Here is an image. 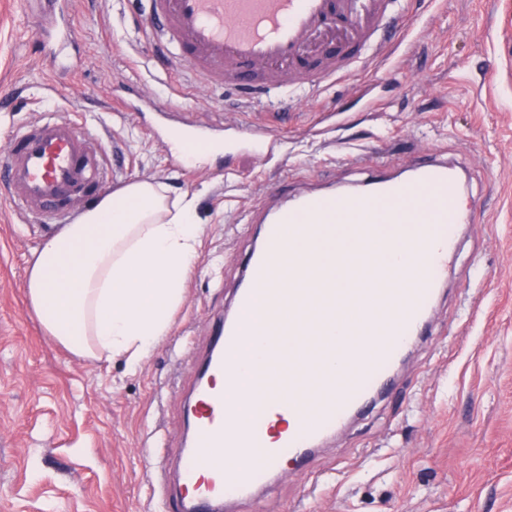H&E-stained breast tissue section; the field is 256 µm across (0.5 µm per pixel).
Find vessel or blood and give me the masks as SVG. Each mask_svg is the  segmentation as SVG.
Listing matches in <instances>:
<instances>
[{
	"mask_svg": "<svg viewBox=\"0 0 512 512\" xmlns=\"http://www.w3.org/2000/svg\"><path fill=\"white\" fill-rule=\"evenodd\" d=\"M404 0H142L143 32L156 47L190 72L227 88H247L249 103L267 108L300 95H313L326 80L375 57L394 37L387 26ZM347 19L348 30L321 50L312 44L329 17ZM200 143L223 140L225 147L266 156L275 142L269 125L232 127L225 135L203 124L187 127ZM106 181L100 154L79 122L52 114L12 131L0 155V189L22 214L54 225L73 223L77 205ZM268 205L249 210L248 220L265 226L242 270L233 315L219 318L218 355L196 365L191 414L193 435L182 450L181 491L162 512H217L223 502L254 494L283 462L304 464L319 442L369 405L390 381L405 353L423 336L439 288L459 245L460 228L476 223V200L467 195L458 167L426 153L406 175L379 162L359 184L331 192L293 195L273 187ZM325 224L350 227L349 252L381 241L383 258L371 268L344 267L345 292L331 289L330 275L305 279L308 260L298 240L317 244ZM374 299L367 310L375 349L367 368L358 362L360 324L341 332L342 354L332 360L313 351L301 359L278 358L292 374L321 378L317 400L295 390L275 402L293 426L275 433L266 418L230 400L217 376L234 381L248 355L245 337L264 315L304 306L309 319L289 325L297 345L308 336L333 334L324 315L337 302L357 305L360 287Z\"/></svg>",
	"mask_w": 512,
	"mask_h": 512,
	"instance_id": "obj_1",
	"label": "vessel or blood"
}]
</instances>
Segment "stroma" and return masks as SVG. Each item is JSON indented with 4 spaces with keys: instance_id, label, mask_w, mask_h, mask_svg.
I'll return each mask as SVG.
<instances>
[{
    "instance_id": "stroma-1",
    "label": "stroma",
    "mask_w": 512,
    "mask_h": 512,
    "mask_svg": "<svg viewBox=\"0 0 512 512\" xmlns=\"http://www.w3.org/2000/svg\"><path fill=\"white\" fill-rule=\"evenodd\" d=\"M140 8L76 0L55 58L33 50L41 5L0 0V153L15 126L76 110L104 162L124 148L127 180L193 198L202 229L171 330L132 370L46 334L26 281L52 229L0 200V512H159L152 483L178 470L184 392L258 234L245 209L276 182L293 193L359 181L369 171L354 158L401 166L419 151L466 167L483 213L461 230L427 339L397 366L394 389L327 437L307 469L282 466L224 512H512V0H409L400 24L410 33L387 55L289 102L280 157L219 145L187 170L158 110L217 126L270 117L157 62Z\"/></svg>"
}]
</instances>
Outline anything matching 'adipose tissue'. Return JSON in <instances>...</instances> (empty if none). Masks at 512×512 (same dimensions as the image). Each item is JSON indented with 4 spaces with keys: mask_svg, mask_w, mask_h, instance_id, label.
<instances>
[{
    "mask_svg": "<svg viewBox=\"0 0 512 512\" xmlns=\"http://www.w3.org/2000/svg\"><path fill=\"white\" fill-rule=\"evenodd\" d=\"M200 233L194 202L170 201L162 183L105 194L35 257L27 293L42 327L75 355L137 366L170 331ZM248 373L237 398L249 407L291 392L287 373L267 381L263 347Z\"/></svg>",
    "mask_w": 512,
    "mask_h": 512,
    "instance_id": "ef3b65f1",
    "label": "adipose tissue"
}]
</instances>
